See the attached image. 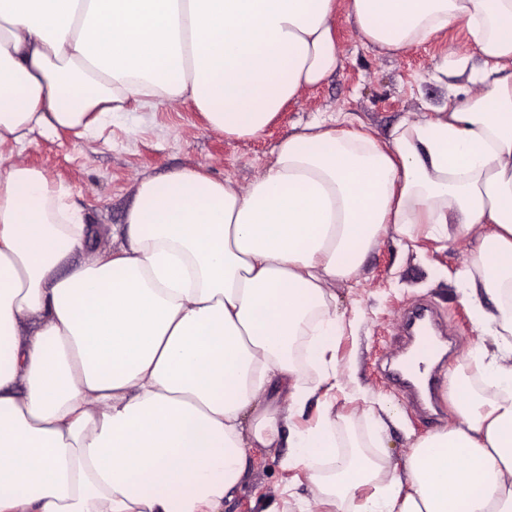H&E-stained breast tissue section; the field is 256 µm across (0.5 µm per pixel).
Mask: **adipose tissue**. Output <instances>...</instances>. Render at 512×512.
<instances>
[{
    "instance_id": "adipose-tissue-1",
    "label": "adipose tissue",
    "mask_w": 512,
    "mask_h": 512,
    "mask_svg": "<svg viewBox=\"0 0 512 512\" xmlns=\"http://www.w3.org/2000/svg\"><path fill=\"white\" fill-rule=\"evenodd\" d=\"M336 2L0 0V512H220L253 449L283 440L321 512H512V0H348L387 54L463 25L478 92L384 140L293 128L243 190L194 167L144 178L104 246L66 186L12 160L132 103L188 102L258 136L341 66ZM478 226L455 277L487 337L485 394L449 373L459 421L416 441L403 474L348 455L322 484L332 286L386 232ZM302 336L320 383L288 354ZM280 392L284 411L263 401ZM313 400L316 427H294Z\"/></svg>"
}]
</instances>
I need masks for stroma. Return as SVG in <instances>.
I'll return each mask as SVG.
<instances>
[{"label": "stroma", "instance_id": "stroma-1", "mask_svg": "<svg viewBox=\"0 0 512 512\" xmlns=\"http://www.w3.org/2000/svg\"><path fill=\"white\" fill-rule=\"evenodd\" d=\"M335 31L341 68L289 102L259 137L226 138L191 105L166 103L136 108L131 125L108 127L98 140L71 131L39 139L17 160L70 187L89 223L109 228L124 224L143 177L195 166L243 188L267 168L273 150L295 125L342 118L385 138L402 119H421L475 91L471 75L481 59L461 26L397 56L372 46L342 4ZM470 248L465 239L410 242L388 234L367 253L352 279L334 288L332 307L345 325L336 342V433L354 437L359 454L377 463L383 476L402 473L412 444L456 419L445 385H438L437 406L427 417L414 410L384 369L386 355L401 344L400 316L413 303L426 302L454 341L452 355L440 360L434 373L465 374L480 330L453 273ZM383 403L396 410L397 420L381 432L375 418ZM285 454L282 447L255 449L251 473L225 499L221 512H264L287 492L295 496L289 512H296L297 499H313L316 490L307 472L285 469Z\"/></svg>", "mask_w": 512, "mask_h": 512}]
</instances>
